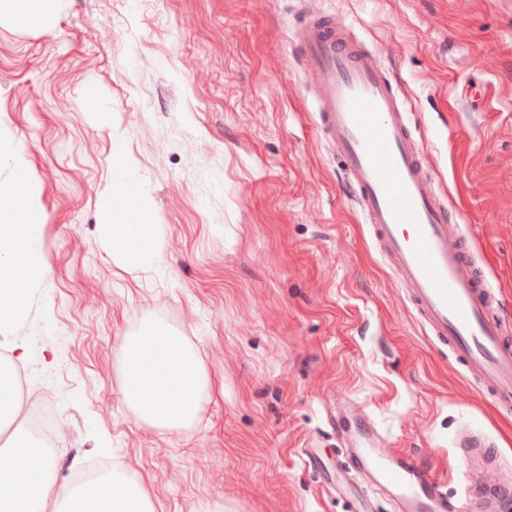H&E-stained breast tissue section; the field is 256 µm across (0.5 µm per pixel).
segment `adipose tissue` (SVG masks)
Segmentation results:
<instances>
[{"label": "adipose tissue", "instance_id": "1", "mask_svg": "<svg viewBox=\"0 0 512 512\" xmlns=\"http://www.w3.org/2000/svg\"><path fill=\"white\" fill-rule=\"evenodd\" d=\"M15 176L0 183V330L25 311L32 286L45 279L40 212L36 192L24 171L22 148L12 152ZM119 172L111 202L103 207V227L112 256L130 265L150 261L161 247L154 224H130L116 213L114 200L127 197L123 158H115ZM127 405L146 426L177 431L196 420L203 400L213 391V378L195 350L165 324L148 320L122 339L118 363ZM0 462V512H43L56 501V512H155L140 482L123 472L104 474L85 490L56 489L53 460L27 440L12 437Z\"/></svg>", "mask_w": 512, "mask_h": 512}]
</instances>
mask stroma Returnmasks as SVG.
Wrapping results in <instances>:
<instances>
[{"mask_svg":"<svg viewBox=\"0 0 512 512\" xmlns=\"http://www.w3.org/2000/svg\"><path fill=\"white\" fill-rule=\"evenodd\" d=\"M307 17L344 23L408 100L413 133L469 253L512 317V0H56L0 15V181L22 146L48 277L0 354L60 418L54 480L91 457L139 479L156 512H348L329 416H370L443 492L469 482L457 435L484 433L481 494L512 485L495 410L414 317L378 254L294 53ZM123 155L150 268L114 260L101 207ZM148 318L214 380L198 424L143 425L116 370ZM55 0H1L0 13L9 12L24 21L44 20L51 15Z\"/></svg>","mask_w":512,"mask_h":512,"instance_id":"stroma-1","label":"stroma"}]
</instances>
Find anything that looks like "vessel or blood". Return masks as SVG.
Wrapping results in <instances>:
<instances>
[{
	"mask_svg": "<svg viewBox=\"0 0 512 512\" xmlns=\"http://www.w3.org/2000/svg\"><path fill=\"white\" fill-rule=\"evenodd\" d=\"M295 49L314 91L319 128L336 151L380 254L434 339L447 346L496 409L512 413V323L470 258L466 233L435 193L397 84L347 27L312 19ZM343 416L331 427L348 442L351 468L394 512H448V496L417 457L384 447L374 423Z\"/></svg>",
	"mask_w": 512,
	"mask_h": 512,
	"instance_id": "1",
	"label": "vessel or blood"
}]
</instances>
